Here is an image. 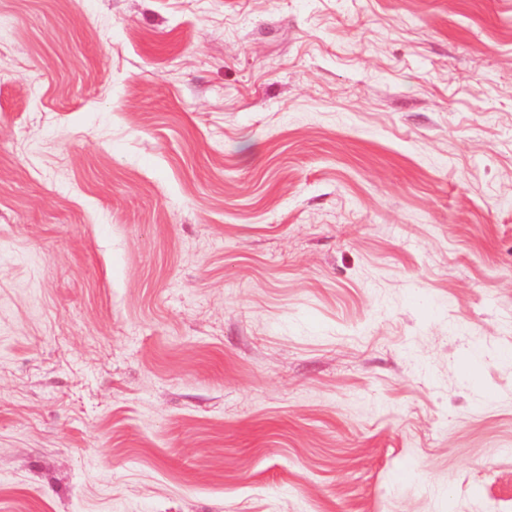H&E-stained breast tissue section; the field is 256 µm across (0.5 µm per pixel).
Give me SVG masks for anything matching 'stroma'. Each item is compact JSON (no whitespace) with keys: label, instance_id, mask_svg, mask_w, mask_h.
Returning a JSON list of instances; mask_svg holds the SVG:
<instances>
[{"label":"stroma","instance_id":"1","mask_svg":"<svg viewBox=\"0 0 512 512\" xmlns=\"http://www.w3.org/2000/svg\"><path fill=\"white\" fill-rule=\"evenodd\" d=\"M0 512H512V0H0Z\"/></svg>","mask_w":512,"mask_h":512}]
</instances>
